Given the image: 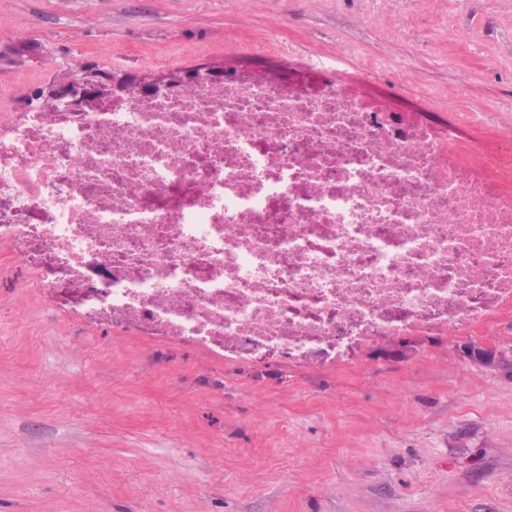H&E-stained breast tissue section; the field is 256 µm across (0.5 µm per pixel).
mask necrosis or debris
I'll list each match as a JSON object with an SVG mask.
<instances>
[{
	"instance_id": "1",
	"label": "necrosis or debris",
	"mask_w": 512,
	"mask_h": 512,
	"mask_svg": "<svg viewBox=\"0 0 512 512\" xmlns=\"http://www.w3.org/2000/svg\"><path fill=\"white\" fill-rule=\"evenodd\" d=\"M327 63L0 127V238L35 236L102 324L319 368L512 311V193ZM45 219L30 225L27 214Z\"/></svg>"
}]
</instances>
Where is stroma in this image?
Listing matches in <instances>:
<instances>
[{
  "label": "stroma",
  "instance_id": "stroma-1",
  "mask_svg": "<svg viewBox=\"0 0 512 512\" xmlns=\"http://www.w3.org/2000/svg\"><path fill=\"white\" fill-rule=\"evenodd\" d=\"M325 59L512 152V0H0V116L87 66L298 72ZM0 239V512H512V316L472 346L312 369L84 317L37 239ZM53 283L42 292L37 280Z\"/></svg>",
  "mask_w": 512,
  "mask_h": 512
}]
</instances>
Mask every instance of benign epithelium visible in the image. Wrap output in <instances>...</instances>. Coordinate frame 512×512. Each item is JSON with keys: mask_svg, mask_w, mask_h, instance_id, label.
Wrapping results in <instances>:
<instances>
[{"mask_svg": "<svg viewBox=\"0 0 512 512\" xmlns=\"http://www.w3.org/2000/svg\"><path fill=\"white\" fill-rule=\"evenodd\" d=\"M187 71H172L166 75L145 81L126 75H110L106 78L84 76L76 80H64L52 84L34 98L31 109L36 112H76L110 106L126 95L150 91L162 94L167 88L183 81Z\"/></svg>", "mask_w": 512, "mask_h": 512, "instance_id": "1", "label": "benign epithelium"}]
</instances>
